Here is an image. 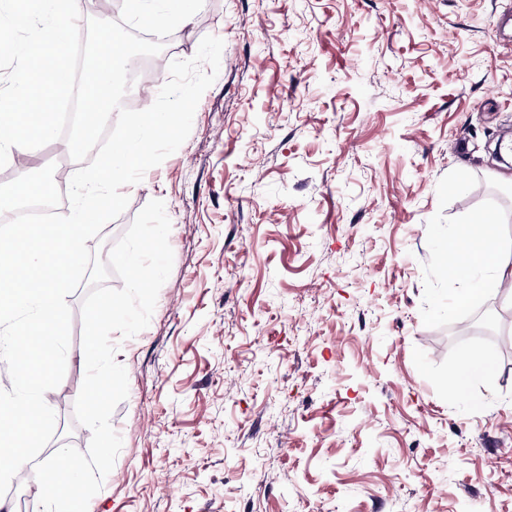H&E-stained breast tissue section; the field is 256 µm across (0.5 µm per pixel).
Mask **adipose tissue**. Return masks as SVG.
Returning a JSON list of instances; mask_svg holds the SVG:
<instances>
[{"instance_id": "ef3b65f1", "label": "adipose tissue", "mask_w": 512, "mask_h": 512, "mask_svg": "<svg viewBox=\"0 0 512 512\" xmlns=\"http://www.w3.org/2000/svg\"><path fill=\"white\" fill-rule=\"evenodd\" d=\"M459 237L464 246L448 252V272L462 274L476 264L485 265L497 282H512V258L501 256L497 248V238L490 230L467 232L460 230Z\"/></svg>"}]
</instances>
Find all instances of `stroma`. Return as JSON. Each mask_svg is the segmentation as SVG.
<instances>
[{
    "label": "stroma",
    "instance_id": "obj_1",
    "mask_svg": "<svg viewBox=\"0 0 512 512\" xmlns=\"http://www.w3.org/2000/svg\"><path fill=\"white\" fill-rule=\"evenodd\" d=\"M512 0H204L163 41L224 42L187 140L88 248L162 200L171 274L113 334L122 448L90 512H512V289L441 265L493 214L512 254ZM52 454L87 450L81 304ZM494 370L467 398L461 358ZM494 368V360L489 355L471 354L461 360L458 369L451 377L450 385L456 395H467L470 384L487 374Z\"/></svg>",
    "mask_w": 512,
    "mask_h": 512
}]
</instances>
